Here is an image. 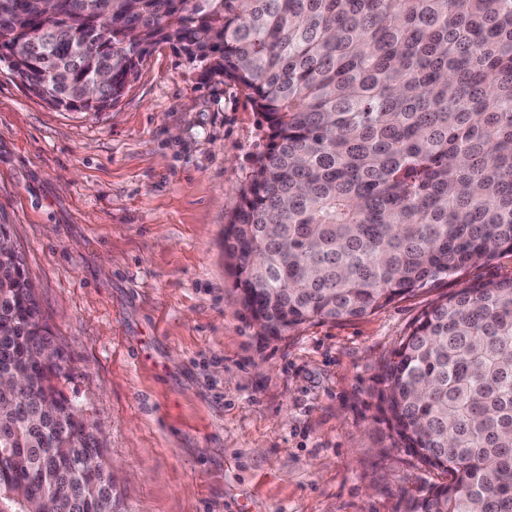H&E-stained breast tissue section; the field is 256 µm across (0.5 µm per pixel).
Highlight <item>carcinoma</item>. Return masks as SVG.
<instances>
[{
  "label": "carcinoma",
  "mask_w": 512,
  "mask_h": 512,
  "mask_svg": "<svg viewBox=\"0 0 512 512\" xmlns=\"http://www.w3.org/2000/svg\"><path fill=\"white\" fill-rule=\"evenodd\" d=\"M160 42L267 128L224 225L263 335L512 255V0H0V62L55 109L112 107ZM0 255V512H122L6 224ZM373 398L390 439L448 475L402 512H512V280L421 312Z\"/></svg>",
  "instance_id": "1"
}]
</instances>
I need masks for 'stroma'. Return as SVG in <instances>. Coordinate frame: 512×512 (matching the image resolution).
<instances>
[{
	"mask_svg": "<svg viewBox=\"0 0 512 512\" xmlns=\"http://www.w3.org/2000/svg\"><path fill=\"white\" fill-rule=\"evenodd\" d=\"M265 143L245 94L172 43L102 112L55 109L0 63V224L125 512H399L446 479L393 444L372 391L424 309L512 278V256L267 338L224 251Z\"/></svg>",
	"mask_w": 512,
	"mask_h": 512,
	"instance_id": "35a3bbf8",
	"label": "stroma"
}]
</instances>
